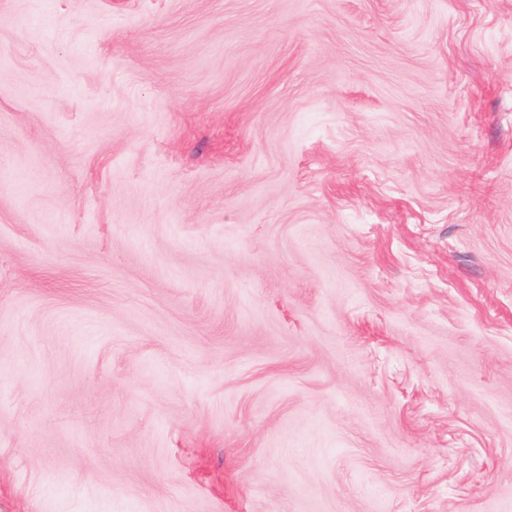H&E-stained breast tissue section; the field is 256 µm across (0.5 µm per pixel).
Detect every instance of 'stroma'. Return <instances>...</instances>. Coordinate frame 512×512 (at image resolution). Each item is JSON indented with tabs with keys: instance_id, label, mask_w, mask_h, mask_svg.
I'll use <instances>...</instances> for the list:
<instances>
[{
	"instance_id": "obj_1",
	"label": "stroma",
	"mask_w": 512,
	"mask_h": 512,
	"mask_svg": "<svg viewBox=\"0 0 512 512\" xmlns=\"http://www.w3.org/2000/svg\"><path fill=\"white\" fill-rule=\"evenodd\" d=\"M0 512H512V0H0Z\"/></svg>"
}]
</instances>
